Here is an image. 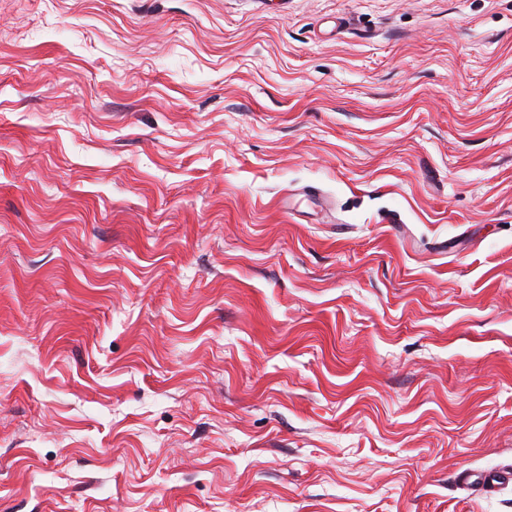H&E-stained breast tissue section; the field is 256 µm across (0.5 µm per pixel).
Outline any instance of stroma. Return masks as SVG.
<instances>
[{
    "mask_svg": "<svg viewBox=\"0 0 512 512\" xmlns=\"http://www.w3.org/2000/svg\"><path fill=\"white\" fill-rule=\"evenodd\" d=\"M512 0H0V512H512Z\"/></svg>",
    "mask_w": 512,
    "mask_h": 512,
    "instance_id": "35a3bbf8",
    "label": "stroma"
}]
</instances>
